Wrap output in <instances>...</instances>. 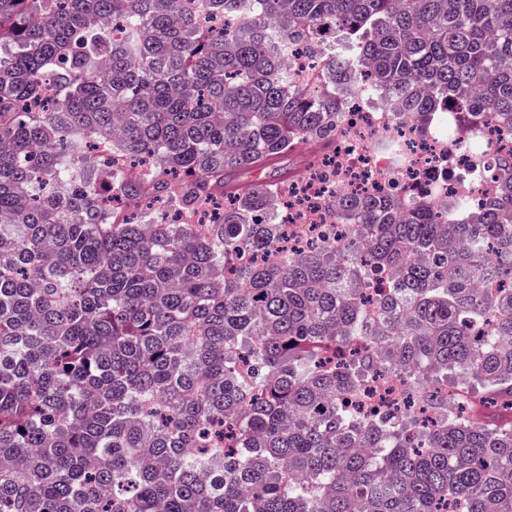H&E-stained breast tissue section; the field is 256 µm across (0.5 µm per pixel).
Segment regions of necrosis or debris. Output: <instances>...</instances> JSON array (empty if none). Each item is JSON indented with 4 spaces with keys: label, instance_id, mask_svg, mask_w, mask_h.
<instances>
[{
    "label": "necrosis or debris",
    "instance_id": "4bbe7bcc",
    "mask_svg": "<svg viewBox=\"0 0 512 512\" xmlns=\"http://www.w3.org/2000/svg\"><path fill=\"white\" fill-rule=\"evenodd\" d=\"M378 99L369 86L346 103L331 152L304 169L278 200L289 250L352 241L351 225L337 223L326 208L327 200L340 195L394 194L410 205L459 197L474 204L491 190L489 162L512 150L511 129L483 126L461 146L441 127L420 133L402 113L380 107ZM410 384L408 375L395 370L385 380H369L363 395L347 397L345 404L369 419L387 411Z\"/></svg>",
    "mask_w": 512,
    "mask_h": 512
}]
</instances>
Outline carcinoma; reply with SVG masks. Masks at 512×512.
I'll return each mask as SVG.
<instances>
[{"label":"carcinoma","instance_id":"carcinoma-1","mask_svg":"<svg viewBox=\"0 0 512 512\" xmlns=\"http://www.w3.org/2000/svg\"><path fill=\"white\" fill-rule=\"evenodd\" d=\"M193 2L0 0V512H512V423L343 404L383 353L512 412V154L476 219L345 196L358 239L281 257L289 181L237 183L332 143L365 68L423 133L512 126V0ZM326 30L305 91L280 50ZM148 190L173 218L112 222Z\"/></svg>","mask_w":512,"mask_h":512}]
</instances>
